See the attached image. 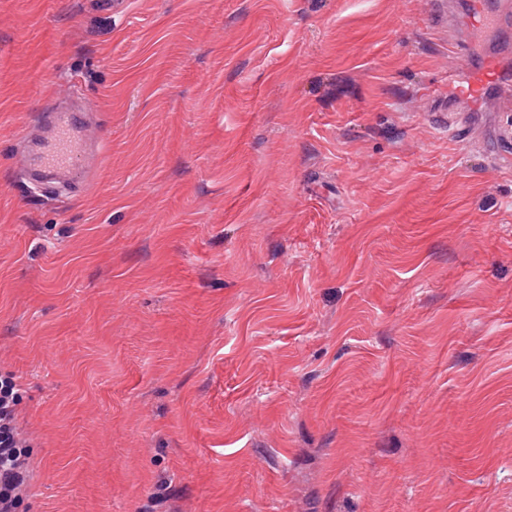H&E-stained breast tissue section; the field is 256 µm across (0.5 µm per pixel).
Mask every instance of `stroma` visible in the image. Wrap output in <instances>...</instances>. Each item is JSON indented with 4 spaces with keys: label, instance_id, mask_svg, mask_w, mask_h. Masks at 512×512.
I'll return each instance as SVG.
<instances>
[{
    "label": "stroma",
    "instance_id": "obj_1",
    "mask_svg": "<svg viewBox=\"0 0 512 512\" xmlns=\"http://www.w3.org/2000/svg\"><path fill=\"white\" fill-rule=\"evenodd\" d=\"M435 0H0L19 512H512V108ZM80 93L82 192L20 174ZM448 86L453 101L464 102L477 108L488 91H494L500 100L510 102L512 78L504 77L502 59L498 55H487L481 66L462 72L448 71Z\"/></svg>",
    "mask_w": 512,
    "mask_h": 512
}]
</instances>
